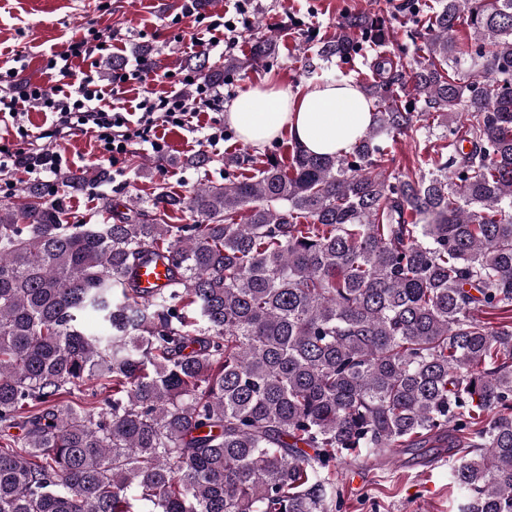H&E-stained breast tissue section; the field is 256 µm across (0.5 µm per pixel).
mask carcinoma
<instances>
[{
  "label": "carcinoma",
  "instance_id": "obj_1",
  "mask_svg": "<svg viewBox=\"0 0 512 512\" xmlns=\"http://www.w3.org/2000/svg\"><path fill=\"white\" fill-rule=\"evenodd\" d=\"M408 2L415 54L378 12L318 49L373 75L348 152L227 153L100 224L50 197L102 170L0 203V512H342L336 465L424 448L458 512H512V0ZM401 136L440 144L389 170Z\"/></svg>",
  "mask_w": 512,
  "mask_h": 512
}]
</instances>
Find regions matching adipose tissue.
<instances>
[{"label": "adipose tissue", "instance_id": "ef3b65f1", "mask_svg": "<svg viewBox=\"0 0 512 512\" xmlns=\"http://www.w3.org/2000/svg\"><path fill=\"white\" fill-rule=\"evenodd\" d=\"M373 108L354 81L307 83L290 92L273 85L241 93L224 113L245 144L260 147L288 132L302 150L316 155L350 150L372 123Z\"/></svg>", "mask_w": 512, "mask_h": 512}]
</instances>
